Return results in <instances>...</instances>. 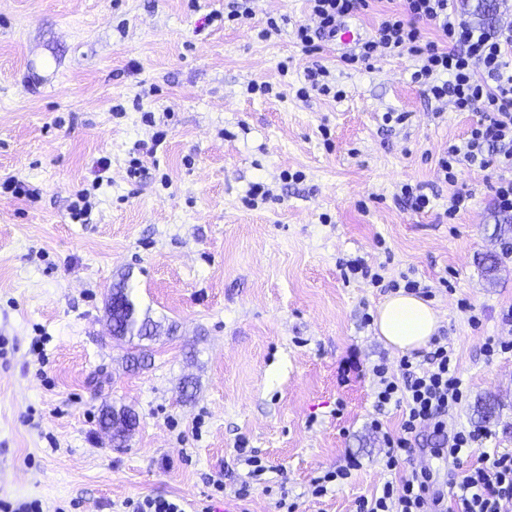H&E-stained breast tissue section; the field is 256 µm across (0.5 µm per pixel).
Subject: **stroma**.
I'll return each instance as SVG.
<instances>
[{
  "label": "stroma",
  "mask_w": 512,
  "mask_h": 512,
  "mask_svg": "<svg viewBox=\"0 0 512 512\" xmlns=\"http://www.w3.org/2000/svg\"><path fill=\"white\" fill-rule=\"evenodd\" d=\"M229 5L0 0V500L124 512L126 499L164 496L186 512L206 501L274 512L268 485L286 487L296 512H355L394 477L368 424L393 430L401 416L377 411L370 373L381 360L399 373L374 323L390 291L347 274L356 258L430 286L437 336L469 386L448 426H480L477 400L495 398L482 446L512 454V352L482 353L487 337L512 341L500 319L512 257L490 277L478 264L500 249L493 180L476 167L453 185L437 173L479 113L431 98L410 57L347 68L329 37L304 52L308 0H255L246 23L204 26ZM270 17L279 31L261 38ZM315 65L343 98L298 96ZM252 81L272 94L247 93ZM389 112L407 118L389 123ZM159 131L163 147L147 153ZM11 177L30 195L5 190ZM258 183L272 197L248 205ZM406 183L428 209L399 200ZM85 189L81 224L68 206ZM457 190L472 200L452 217ZM123 278L160 324L139 365L105 312ZM107 403L137 415L125 446L99 424ZM241 447L267 467L243 502ZM349 453L362 468L312 495V479ZM226 475V495L210 499V479Z\"/></svg>",
  "instance_id": "35a3bbf8"
}]
</instances>
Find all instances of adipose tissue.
I'll return each mask as SVG.
<instances>
[{"instance_id":"adipose-tissue-1","label":"adipose tissue","mask_w":512,"mask_h":512,"mask_svg":"<svg viewBox=\"0 0 512 512\" xmlns=\"http://www.w3.org/2000/svg\"><path fill=\"white\" fill-rule=\"evenodd\" d=\"M375 327L388 345L409 353L428 345L439 328V316L428 300L400 292L379 306Z\"/></svg>"}]
</instances>
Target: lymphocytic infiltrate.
<instances>
[{"label":"lymphocytic infiltrate","mask_w":512,"mask_h":512,"mask_svg":"<svg viewBox=\"0 0 512 512\" xmlns=\"http://www.w3.org/2000/svg\"><path fill=\"white\" fill-rule=\"evenodd\" d=\"M317 28L299 26L296 37L306 50H315V40L336 32L338 20L368 10L371 0H309ZM404 8L386 13L374 37L358 43L346 55L345 63H366L376 54L409 55L419 66L413 82L425 86L435 99H449L456 111L478 112L482 120L473 128L464 145H449L439 158L444 182L455 183V166L465 165L492 170L496 176L498 208L512 211V28L478 30L459 15L455 0H403ZM433 24L438 38L423 40L419 22ZM482 80H474L475 72ZM427 366L402 358V374H388L386 362L372 366L376 380L377 410L400 407L397 430H385L380 420H372L381 433L385 467L397 470L408 463L421 429L451 439L449 456L455 469L448 479V491L435 489L429 468L412 471L410 476L386 482L380 493L359 497L356 512H502L512 501V455L476 451L475 443L487 438V431L448 427V415L465 401L468 387L447 344L433 339ZM471 465H463V458Z\"/></svg>","instance_id":"lymphocytic-infiltrate-1"}]
</instances>
